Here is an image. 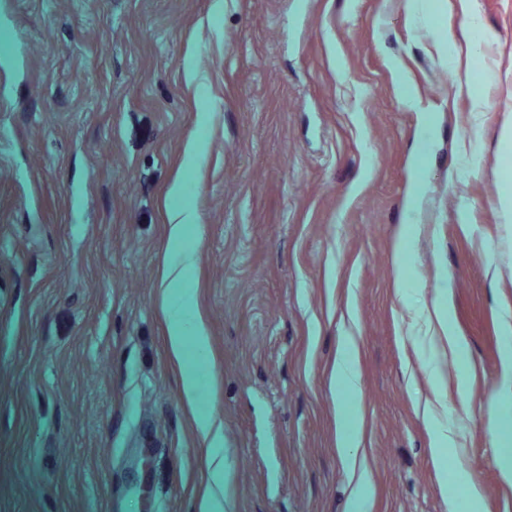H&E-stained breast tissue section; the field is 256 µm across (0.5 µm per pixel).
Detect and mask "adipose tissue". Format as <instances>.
Wrapping results in <instances>:
<instances>
[{
  "mask_svg": "<svg viewBox=\"0 0 512 512\" xmlns=\"http://www.w3.org/2000/svg\"><path fill=\"white\" fill-rule=\"evenodd\" d=\"M171 200L167 211L170 261H167L160 279L162 308L167 318L170 351L181 368V382L185 398L190 404L198 402V377L186 356L187 341H194L198 350L207 346L206 333L193 321L185 301L186 290L196 264V254L185 245L188 231L195 227L194 211L180 200L179 184H172L168 193ZM336 393L346 404L345 423L339 431L338 446L343 453L349 475L348 512H368L374 494V485L365 459L359 458L364 428V409L361 398V377L355 360V341L347 336L336 358L333 372ZM198 430L206 441L209 461L208 481L199 503V512H231L227 494V472L224 463V440L214 431V417L197 409L194 412Z\"/></svg>",
  "mask_w": 512,
  "mask_h": 512,
  "instance_id": "obj_1",
  "label": "adipose tissue"
}]
</instances>
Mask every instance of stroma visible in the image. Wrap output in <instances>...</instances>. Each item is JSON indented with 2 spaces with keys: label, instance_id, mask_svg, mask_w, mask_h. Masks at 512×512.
Segmentation results:
<instances>
[{
  "label": "stroma",
  "instance_id": "obj_1",
  "mask_svg": "<svg viewBox=\"0 0 512 512\" xmlns=\"http://www.w3.org/2000/svg\"><path fill=\"white\" fill-rule=\"evenodd\" d=\"M471 26L477 57L448 40ZM508 127L512 0H0V512H198L160 308L176 180L232 512H347V331L369 512H460L469 479L482 512H512ZM436 308L463 354L426 337ZM438 392L442 459L421 414ZM500 150L505 174L500 182L498 204L512 211V128L506 129L500 138ZM336 395L345 399V423L339 431L338 447L342 449L345 468L349 475V506L347 512H368L374 494L370 470L356 448L362 442L364 409L361 398V377L355 360L353 336H343L342 348L336 358L333 372Z\"/></svg>",
  "mask_w": 512,
  "mask_h": 512
}]
</instances>
